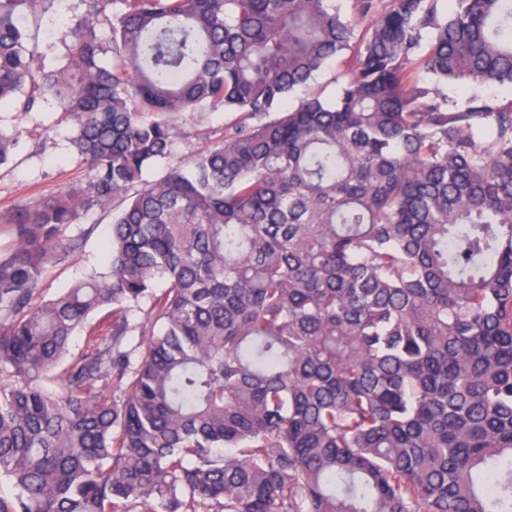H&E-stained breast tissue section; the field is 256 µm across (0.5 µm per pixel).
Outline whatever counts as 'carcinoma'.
Masks as SVG:
<instances>
[{
	"label": "carcinoma",
	"mask_w": 512,
	"mask_h": 512,
	"mask_svg": "<svg viewBox=\"0 0 512 512\" xmlns=\"http://www.w3.org/2000/svg\"><path fill=\"white\" fill-rule=\"evenodd\" d=\"M348 2L0 0V106L91 171L0 251V512H512V0ZM93 207L104 269L34 302ZM337 73V63L336 61H332L315 76L314 83L323 90V96L327 100H333L336 97V91L338 88L336 83ZM237 118L235 113L204 110L181 119L171 154L148 171L146 177L157 178L169 167L186 166L191 152L205 147L210 141L221 140L224 126ZM204 134H208L210 139L206 141Z\"/></svg>",
	"instance_id": "obj_1"
}]
</instances>
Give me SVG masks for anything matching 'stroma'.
Listing matches in <instances>:
<instances>
[{"label": "stroma", "mask_w": 512, "mask_h": 512, "mask_svg": "<svg viewBox=\"0 0 512 512\" xmlns=\"http://www.w3.org/2000/svg\"><path fill=\"white\" fill-rule=\"evenodd\" d=\"M52 104L42 103L37 111L20 114L0 109V130L19 131L20 137L9 165L0 167V247H12L16 239L4 219L15 209L32 207L57 196L68 187L86 183L88 166L73 154L72 127L58 124ZM235 114L204 110L181 119L170 155L156 164L150 177L168 168L186 165L191 152L205 147L207 140H220ZM83 223L95 225L94 234L82 251L51 268L35 296L36 302L54 298L61 289L103 267L102 244L111 231V218L100 210L90 211Z\"/></svg>", "instance_id": "stroma-1"}]
</instances>
